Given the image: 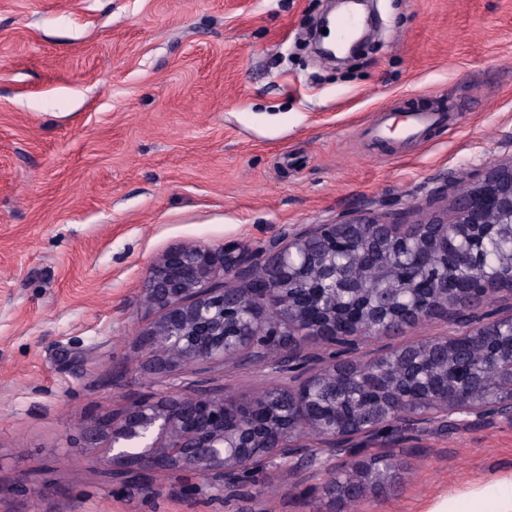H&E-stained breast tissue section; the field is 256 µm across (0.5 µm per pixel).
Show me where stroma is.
<instances>
[{"label": "stroma", "instance_id": "obj_1", "mask_svg": "<svg viewBox=\"0 0 512 512\" xmlns=\"http://www.w3.org/2000/svg\"><path fill=\"white\" fill-rule=\"evenodd\" d=\"M326 0H0V512H320L318 482L269 466L256 502L174 471L113 484L95 418L167 381L142 365V288L171 248H256L356 208L417 222L440 178L512 161V0H373L336 66L306 47ZM440 108L420 141L375 143L379 111ZM249 402L274 375H205ZM179 382L192 393L199 377ZM403 464L357 512H430L512 490V422L460 419L367 442Z\"/></svg>", "mask_w": 512, "mask_h": 512}]
</instances>
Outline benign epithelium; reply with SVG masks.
<instances>
[{"label":"benign epithelium","mask_w":512,"mask_h":512,"mask_svg":"<svg viewBox=\"0 0 512 512\" xmlns=\"http://www.w3.org/2000/svg\"><path fill=\"white\" fill-rule=\"evenodd\" d=\"M357 32L333 43L323 55L353 53ZM493 224L512 229V161L489 165L477 182L456 194L444 213L414 223L364 213L334 224H304L255 252L226 246L220 251L181 245L146 272L144 302L159 313L140 335L147 367L174 380L188 365L232 359L258 364L280 379L285 399L265 390L246 407L224 402V393L205 389L188 395L173 384L150 392L120 413L97 418L91 437L110 435L103 467L112 482L154 492L153 477L180 470L203 477L224 500L250 494L244 480L275 464L299 483L324 477L326 512H351L367 494L395 481V457H354L360 438H377L391 428L454 424L456 416L512 422V369L487 384L482 367L452 357L448 342L475 340L482 355L496 354L500 336H512L509 313L486 310L489 298L512 297V250L499 267L474 278L478 229ZM465 228L468 263L457 269L461 287L448 275L433 288L420 275L433 249L448 242V227ZM415 251V275L395 283L394 257ZM323 273L328 288H309L298 268ZM382 284L356 288V272ZM245 284L232 288L228 280ZM431 320L448 331L404 341L372 357L358 355L369 337L400 334ZM315 341L320 349L311 351ZM465 376L466 403L455 394L428 395L419 367L428 363L448 377V363ZM371 372L384 382L370 402L349 399L345 390Z\"/></svg>","instance_id":"benign-epithelium-1"}]
</instances>
